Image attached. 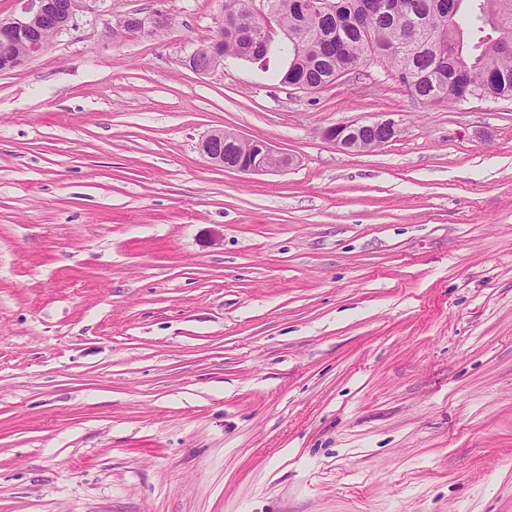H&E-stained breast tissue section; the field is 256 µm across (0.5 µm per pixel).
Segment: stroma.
Wrapping results in <instances>:
<instances>
[{
  "label": "stroma",
  "mask_w": 512,
  "mask_h": 512,
  "mask_svg": "<svg viewBox=\"0 0 512 512\" xmlns=\"http://www.w3.org/2000/svg\"><path fill=\"white\" fill-rule=\"evenodd\" d=\"M223 20L87 0L0 71V512H512V100L197 74ZM382 128L384 130H388V132L392 133V140L396 137L398 129L394 121L386 119V120H377L369 123H360V122H351L349 124L341 125L338 127L331 128L327 131V137L334 141L339 147L344 150L352 151L351 149L358 148H372L375 146L376 142H380L378 144H386L390 140L389 137H386L381 131L370 132L366 135H361V139L355 144L356 147L353 146V137L357 135L360 131L365 129H379ZM387 141V142H385ZM384 142V143H381ZM252 139H246L242 135L225 130V129H214L211 130L201 142V150L203 154L210 159L215 165L239 172H264L273 171L289 167L292 159L282 153L273 149L272 145L262 141L261 149L263 154L268 156L269 161L261 164H253L247 167L243 166L244 158L240 161L234 162L235 159H230L229 156L224 154V142L233 143L235 146L245 145ZM237 153L240 156L245 155L247 159H257L260 155V150L257 145L248 144L245 146L238 147Z\"/></svg>",
  "instance_id": "stroma-1"
}]
</instances>
